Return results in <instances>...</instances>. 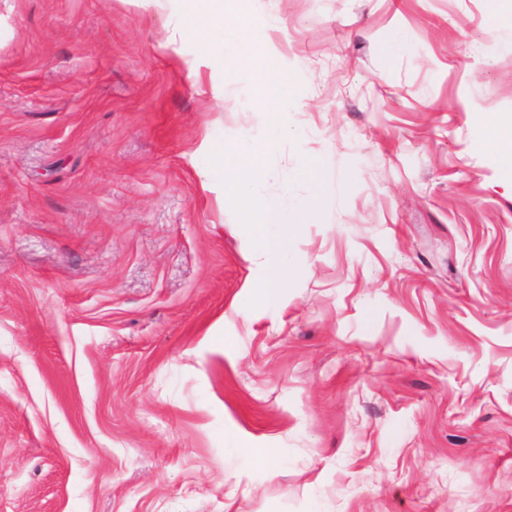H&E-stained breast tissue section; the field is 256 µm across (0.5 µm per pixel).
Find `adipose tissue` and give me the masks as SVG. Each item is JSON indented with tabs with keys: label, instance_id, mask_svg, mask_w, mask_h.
Instances as JSON below:
<instances>
[{
	"label": "adipose tissue",
	"instance_id": "obj_1",
	"mask_svg": "<svg viewBox=\"0 0 512 512\" xmlns=\"http://www.w3.org/2000/svg\"><path fill=\"white\" fill-rule=\"evenodd\" d=\"M180 25L184 38L199 43L206 64L215 69L246 68L252 79V101L274 112L291 89V74L270 53L255 47L249 0H181ZM262 147L248 146L236 154L224 147L208 148L207 176L235 198L251 227L262 259L265 279L253 291L255 302L278 306L284 277L281 247L296 227V220L274 199L258 196L256 184L263 173Z\"/></svg>",
	"mask_w": 512,
	"mask_h": 512
}]
</instances>
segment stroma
Wrapping results in <instances>:
<instances>
[{"label": "stroma", "instance_id": "1", "mask_svg": "<svg viewBox=\"0 0 512 512\" xmlns=\"http://www.w3.org/2000/svg\"><path fill=\"white\" fill-rule=\"evenodd\" d=\"M180 0H0V512H512V25L485 0H252L264 141ZM272 449L269 469L246 448ZM481 127L485 141L498 154L500 159L512 168V115L487 113L483 116ZM264 148L248 146L234 155L219 145L208 146L207 176L213 185L224 187V196L235 198L251 227L256 250L263 258L265 279L253 289L255 302L263 307H277L281 301L280 283L284 277L281 265V246L298 223L274 199L256 194V184L263 173ZM232 172L229 176L228 172ZM276 226L274 238L269 228Z\"/></svg>", "mask_w": 512, "mask_h": 512}]
</instances>
